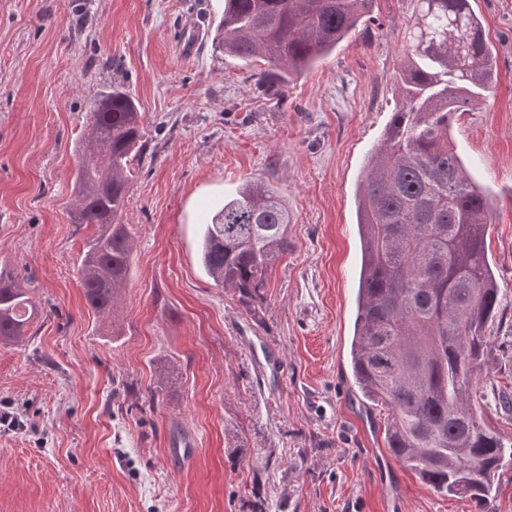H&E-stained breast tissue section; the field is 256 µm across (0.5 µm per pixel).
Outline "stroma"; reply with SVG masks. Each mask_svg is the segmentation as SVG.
Masks as SVG:
<instances>
[{
  "instance_id": "obj_1",
  "label": "stroma",
  "mask_w": 512,
  "mask_h": 512,
  "mask_svg": "<svg viewBox=\"0 0 512 512\" xmlns=\"http://www.w3.org/2000/svg\"><path fill=\"white\" fill-rule=\"evenodd\" d=\"M473 2L497 76L452 137L491 193L499 288L474 400L512 443V0ZM416 7L374 0L372 21L275 95L263 61L214 52L224 0H0V267L29 280L39 310L24 344L0 343V414L16 421L0 425V512H251L257 498L267 512H476L394 459L388 412L350 368L354 195L399 101ZM112 85L139 104L143 159L120 217L134 271L107 331L78 274L92 230L69 211L90 99ZM249 179L290 216L252 308L197 251ZM167 363L176 374L157 387ZM186 441L193 455L176 454Z\"/></svg>"
}]
</instances>
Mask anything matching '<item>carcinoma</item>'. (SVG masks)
<instances>
[{
    "label": "carcinoma",
    "mask_w": 512,
    "mask_h": 512,
    "mask_svg": "<svg viewBox=\"0 0 512 512\" xmlns=\"http://www.w3.org/2000/svg\"><path fill=\"white\" fill-rule=\"evenodd\" d=\"M374 0H224L214 51L268 68L258 81L283 92L369 16ZM397 75L401 103L355 193L361 245L352 377L389 411L391 455L441 495L490 508L507 445L477 416L472 390L488 351L498 288L487 257V190L451 136L455 118L491 89L495 56L470 0H417ZM75 177L71 223L93 225L79 274L95 315L112 316L133 274L134 240L121 224L143 157L141 113L125 93L91 102ZM288 211L259 180L204 225L200 258L215 285L247 303L288 252ZM35 314L28 288L0 270V343H21Z\"/></svg>",
    "instance_id": "cac0c4a2"
}]
</instances>
